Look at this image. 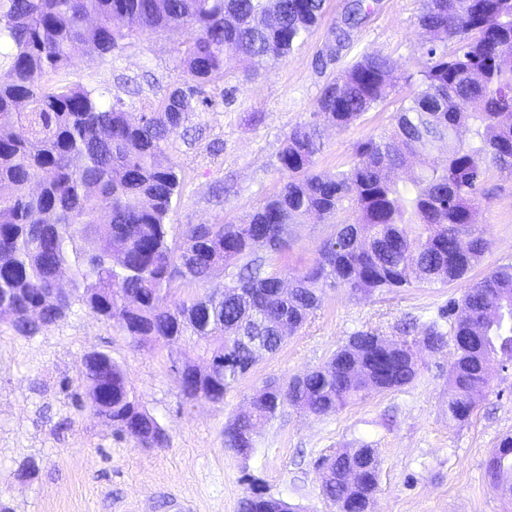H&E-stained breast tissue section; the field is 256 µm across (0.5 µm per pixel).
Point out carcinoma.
<instances>
[{
	"label": "carcinoma",
	"mask_w": 512,
	"mask_h": 512,
	"mask_svg": "<svg viewBox=\"0 0 512 512\" xmlns=\"http://www.w3.org/2000/svg\"><path fill=\"white\" fill-rule=\"evenodd\" d=\"M370 6L349 7L357 27ZM324 0H0V312L25 338L66 318L76 306L139 343L190 342L200 359L224 358V371L196 377L172 369L183 397L213 404L248 374L255 359L242 337L259 318L288 323L271 341L277 353L319 308L325 288L351 294L451 285L489 250L476 222L491 171L512 172V0H421L418 23L428 34L427 62L401 99L391 130L353 147L348 164L314 170L320 125L347 128L384 103L393 61L365 55L325 86L316 122L294 127L279 153L287 175L278 192L240 224L167 222L181 178L167 155L171 135L189 131L212 80L236 58L260 66L300 46L322 19ZM184 31L181 79L168 96L134 117L121 100L78 84L45 86L69 68L73 50L106 57L140 33ZM425 167L398 176L412 157ZM315 214L336 218L334 232L302 270L273 271L260 241H284ZM237 267L215 285L217 266ZM193 289L175 297V284ZM512 262L502 263L451 300L441 318L404 322L398 337L358 331L300 387L253 395L247 416L269 422L285 406L316 416L338 412L369 389H398L417 375L415 349L450 343L448 419L466 421L490 388L491 365L512 366ZM80 413L110 424L142 448H163L167 432L128 388L112 355L84 354ZM224 447H254L234 418ZM363 473L348 480L360 457ZM500 473L512 476V435L495 450ZM323 499L337 509L369 501L378 489L375 450L338 452L319 466ZM239 512H294L270 493L246 488Z\"/></svg>",
	"instance_id": "cac0c4a2"
}]
</instances>
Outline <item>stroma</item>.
Returning a JSON list of instances; mask_svg holds the SVG:
<instances>
[{"instance_id":"1","label":"stroma","mask_w":512,"mask_h":512,"mask_svg":"<svg viewBox=\"0 0 512 512\" xmlns=\"http://www.w3.org/2000/svg\"><path fill=\"white\" fill-rule=\"evenodd\" d=\"M367 2V18L332 63L320 64L318 56L334 38L345 0H325L320 24L287 57L257 70L234 59L210 83L221 103L193 117L199 139L176 133L168 144L182 171L170 223L234 224L271 197L283 181L278 154L289 132L313 121L322 88L363 55L394 62L395 89L348 128H324L318 169L342 168L356 142L390 128L398 100L413 91L407 75L424 63L420 0ZM183 38L180 32L144 35L106 58L76 49L66 81L107 89L127 112L139 114L176 86L175 48ZM486 186L491 196L476 219L486 225L491 247L472 272L476 278L512 260V176L491 173ZM333 230L332 220L316 216L296 225L285 263L298 269L312 263L318 243ZM464 288L458 282L370 297L325 289L300 333L275 355L259 357L220 404L185 399L174 382L170 361H197L192 346L140 344L80 309L32 339L2 328L0 501L11 512H176L178 500L189 501L194 512H238L251 478L298 512H336L319 492L316 465L329 454L368 444L380 464L369 512H512V498L494 489L484 466L498 441L512 434V368H493L486 395L465 423H455L448 419L449 347L417 351L418 375L411 384L370 390L342 411L315 416L285 408L257 428L249 456L224 446L225 427L266 382L285 384L322 365L355 332L391 336L401 320L428 323ZM92 349L123 365L143 408L165 427L167 447H138L102 419L76 412L71 394ZM27 459L38 470L22 479L17 469Z\"/></svg>"}]
</instances>
